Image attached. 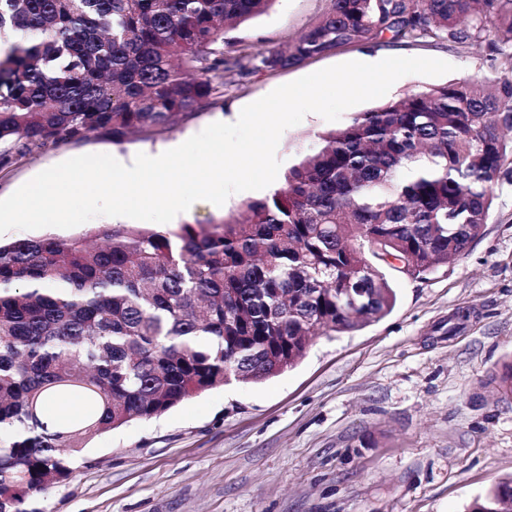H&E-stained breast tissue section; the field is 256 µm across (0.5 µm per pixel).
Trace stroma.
<instances>
[{"instance_id":"stroma-1","label":"stroma","mask_w":512,"mask_h":512,"mask_svg":"<svg viewBox=\"0 0 512 512\" xmlns=\"http://www.w3.org/2000/svg\"><path fill=\"white\" fill-rule=\"evenodd\" d=\"M327 0H276L233 30L259 48L280 47L318 21ZM429 57L453 64L441 76L410 74L394 100L424 87L504 74L486 45L374 40L274 73L234 77L173 129L114 142L92 135L41 150L0 170V198L69 158L131 155L186 141L278 86L363 54ZM310 113L285 130L281 171L347 124ZM482 235L447 266L413 278L386 277L396 305L380 321L317 336L292 369L258 384L206 391L149 420L92 438L72 477L36 495V512H467L474 498L512 475V401L486 379L512 360V178L493 186ZM263 191L222 206L196 202L175 224L239 215Z\"/></svg>"}]
</instances>
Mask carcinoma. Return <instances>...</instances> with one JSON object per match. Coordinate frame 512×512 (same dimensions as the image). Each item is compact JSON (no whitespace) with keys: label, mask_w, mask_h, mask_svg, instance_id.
I'll use <instances>...</instances> for the list:
<instances>
[{"label":"carcinoma","mask_w":512,"mask_h":512,"mask_svg":"<svg viewBox=\"0 0 512 512\" xmlns=\"http://www.w3.org/2000/svg\"><path fill=\"white\" fill-rule=\"evenodd\" d=\"M275 0H0V169L93 134L174 128L225 81L372 40L512 44V0H328L285 48L224 32ZM512 174V74L426 87L319 136L241 217L100 225L0 244V512L69 480L93 437L232 381L396 302L383 269L430 274L481 236ZM512 399V362L484 385ZM78 400L75 425L41 415ZM470 512H512V477Z\"/></svg>","instance_id":"obj_1"}]
</instances>
